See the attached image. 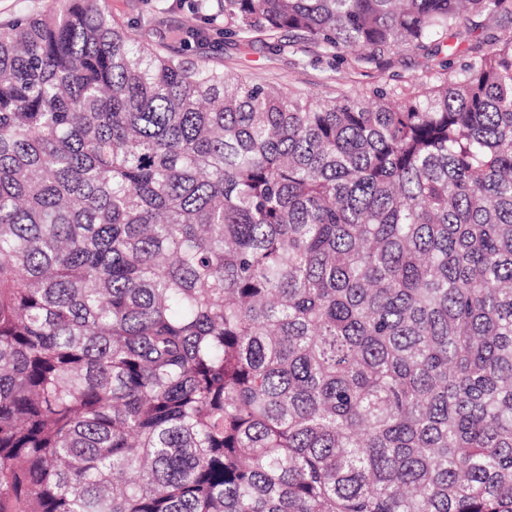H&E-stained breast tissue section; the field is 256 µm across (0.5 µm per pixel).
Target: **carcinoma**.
I'll list each match as a JSON object with an SVG mask.
<instances>
[{"mask_svg": "<svg viewBox=\"0 0 512 512\" xmlns=\"http://www.w3.org/2000/svg\"><path fill=\"white\" fill-rule=\"evenodd\" d=\"M366 65L512 0H195ZM101 0L0 24V512H512V28L338 97Z\"/></svg>", "mask_w": 512, "mask_h": 512, "instance_id": "carcinoma-1", "label": "carcinoma"}]
</instances>
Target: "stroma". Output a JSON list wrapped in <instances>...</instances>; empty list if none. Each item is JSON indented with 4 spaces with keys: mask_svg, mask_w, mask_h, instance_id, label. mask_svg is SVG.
Listing matches in <instances>:
<instances>
[{
    "mask_svg": "<svg viewBox=\"0 0 512 512\" xmlns=\"http://www.w3.org/2000/svg\"><path fill=\"white\" fill-rule=\"evenodd\" d=\"M113 16L143 32V21L151 13L164 11L172 25L194 24L198 18L188 9L187 0H107ZM508 21L498 17L481 18L476 28L461 39H450L454 48V65H464L486 53L501 28ZM189 60L218 62L225 71L249 80L277 85L315 96H335L356 90H370L389 84L410 86L425 83L433 65L424 51L403 48L379 59L376 63L357 66L352 62L335 63L323 57L321 51L306 45L270 51L263 40H244L221 34L213 35L208 49H188Z\"/></svg>",
    "mask_w": 512,
    "mask_h": 512,
    "instance_id": "1",
    "label": "stroma"
}]
</instances>
